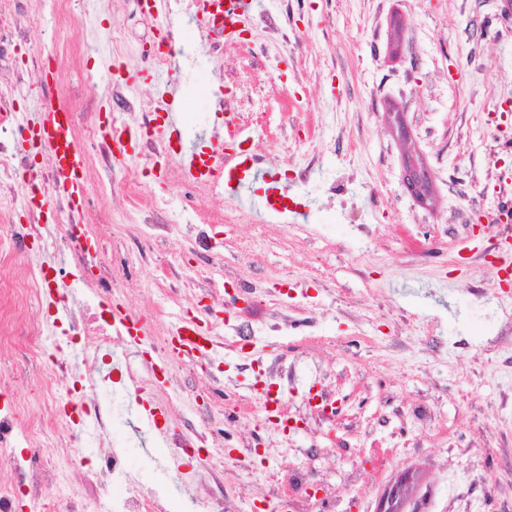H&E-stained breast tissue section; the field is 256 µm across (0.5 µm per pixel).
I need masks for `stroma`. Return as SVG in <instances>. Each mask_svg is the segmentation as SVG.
<instances>
[{
  "label": "stroma",
  "mask_w": 512,
  "mask_h": 512,
  "mask_svg": "<svg viewBox=\"0 0 512 512\" xmlns=\"http://www.w3.org/2000/svg\"><path fill=\"white\" fill-rule=\"evenodd\" d=\"M505 0H259L249 40L209 51L199 22L136 0H110L78 27L47 6L18 59L50 58L64 104L101 108L137 158L145 199L179 204L180 158L141 153L138 123L88 72L157 95L179 85L186 146L202 145L220 105L250 130L230 146L233 162L259 159L288 178V192L313 207L283 217L264 209L266 184L245 197L196 193L187 221L149 232L132 223L114 171L86 172L89 222L105 218L93 248L114 260L108 304L141 318L149 339L191 317L215 338L206 356L145 359L112 343V384L96 401L112 408L109 443L121 466L142 475L177 512L187 497L220 496L224 512H379L404 482L407 512H512V287L487 262L496 223L512 198V21ZM279 24L270 29L263 14ZM171 25L175 75L139 59ZM120 37L116 58L103 36ZM32 116L49 100L42 75L0 84ZM430 171L432 199L419 203L403 180L405 155ZM481 231H473L475 222ZM0 406L17 422L62 427L54 399L39 395L40 370L0 346ZM144 388L160 415L148 427L147 465L129 422ZM277 392L282 433L260 388ZM205 418L207 448L221 449L218 478L178 479L167 442L193 412ZM32 453V467L70 456L64 471L87 499L127 496L91 463L96 449L67 442Z\"/></svg>",
  "instance_id": "obj_1"
}]
</instances>
